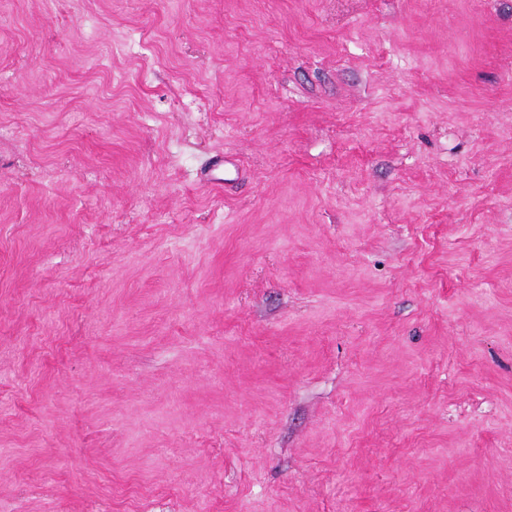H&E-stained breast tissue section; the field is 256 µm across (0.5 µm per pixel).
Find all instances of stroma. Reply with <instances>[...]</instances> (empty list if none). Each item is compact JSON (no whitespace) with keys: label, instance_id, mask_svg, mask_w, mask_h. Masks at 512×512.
<instances>
[{"label":"stroma","instance_id":"1","mask_svg":"<svg viewBox=\"0 0 512 512\" xmlns=\"http://www.w3.org/2000/svg\"><path fill=\"white\" fill-rule=\"evenodd\" d=\"M0 512H512V0H0Z\"/></svg>","mask_w":512,"mask_h":512}]
</instances>
